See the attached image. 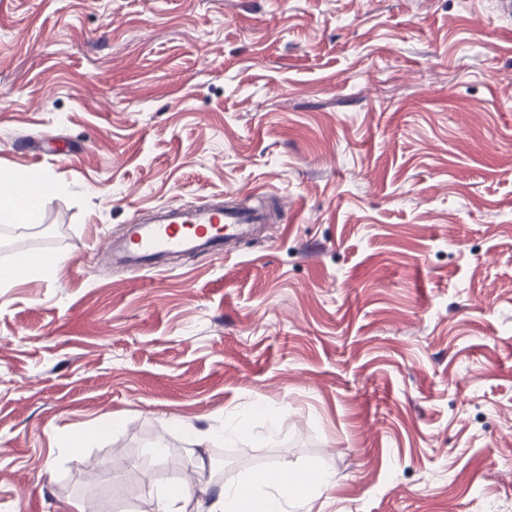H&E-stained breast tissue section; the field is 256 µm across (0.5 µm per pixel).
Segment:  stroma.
<instances>
[{
    "instance_id": "1",
    "label": "stroma",
    "mask_w": 512,
    "mask_h": 512,
    "mask_svg": "<svg viewBox=\"0 0 512 512\" xmlns=\"http://www.w3.org/2000/svg\"><path fill=\"white\" fill-rule=\"evenodd\" d=\"M496 0H0V512H152L186 464L335 483L288 512H512V18ZM278 221L161 272L96 259L170 203ZM245 422L239 439L214 433ZM277 422L269 438V422ZM169 458L149 454L156 442ZM46 181L41 172L26 176L24 179L9 174H0V223L24 224L37 212L43 203L41 193L31 187Z\"/></svg>"
}]
</instances>
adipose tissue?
<instances>
[{
	"label": "adipose tissue",
	"instance_id": "obj_1",
	"mask_svg": "<svg viewBox=\"0 0 512 512\" xmlns=\"http://www.w3.org/2000/svg\"><path fill=\"white\" fill-rule=\"evenodd\" d=\"M45 176L37 172L17 178L0 174V223L22 224L37 212L43 196L35 189ZM334 482L332 473L316 471L312 481H304L276 468L246 481L224 485L209 502L196 501L190 486L183 485L158 495L154 512H285L288 500L323 491Z\"/></svg>",
	"mask_w": 512,
	"mask_h": 512
}]
</instances>
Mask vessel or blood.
<instances>
[{
	"mask_svg": "<svg viewBox=\"0 0 512 512\" xmlns=\"http://www.w3.org/2000/svg\"><path fill=\"white\" fill-rule=\"evenodd\" d=\"M264 218L261 210L227 208L220 203L168 207L153 221L130 225L126 240L111 258L148 273L154 270L157 256L216 247L220 240L247 235L251 225Z\"/></svg>",
	"mask_w": 512,
	"mask_h": 512,
	"instance_id": "1",
	"label": "vessel or blood"
}]
</instances>
